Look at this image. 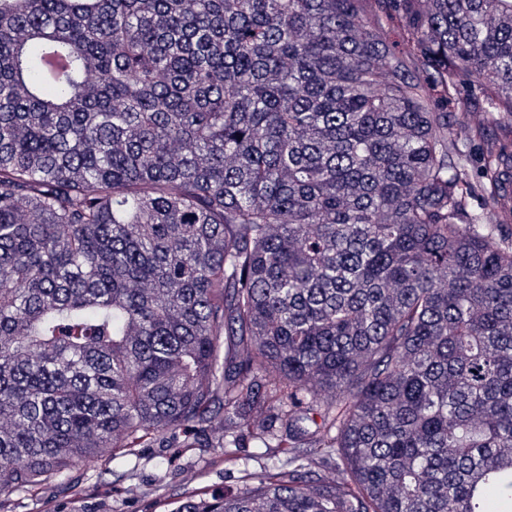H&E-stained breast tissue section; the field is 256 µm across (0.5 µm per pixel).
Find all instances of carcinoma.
Segmentation results:
<instances>
[{
  "label": "carcinoma",
  "instance_id": "1",
  "mask_svg": "<svg viewBox=\"0 0 512 512\" xmlns=\"http://www.w3.org/2000/svg\"><path fill=\"white\" fill-rule=\"evenodd\" d=\"M506 198L512 0H0V502L169 434L288 455L172 512H512Z\"/></svg>",
  "mask_w": 512,
  "mask_h": 512
}]
</instances>
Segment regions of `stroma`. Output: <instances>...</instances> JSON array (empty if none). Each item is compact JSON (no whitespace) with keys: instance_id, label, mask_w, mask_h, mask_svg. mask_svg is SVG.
Instances as JSON below:
<instances>
[{"instance_id":"1","label":"stroma","mask_w":512,"mask_h":512,"mask_svg":"<svg viewBox=\"0 0 512 512\" xmlns=\"http://www.w3.org/2000/svg\"><path fill=\"white\" fill-rule=\"evenodd\" d=\"M281 456L248 448L225 460L220 448H182L172 436L160 437L132 454L89 458L69 473L34 491L10 495L9 512H164L173 494L197 487L223 494L241 470L261 472L280 465ZM134 484L138 495L122 494Z\"/></svg>"}]
</instances>
